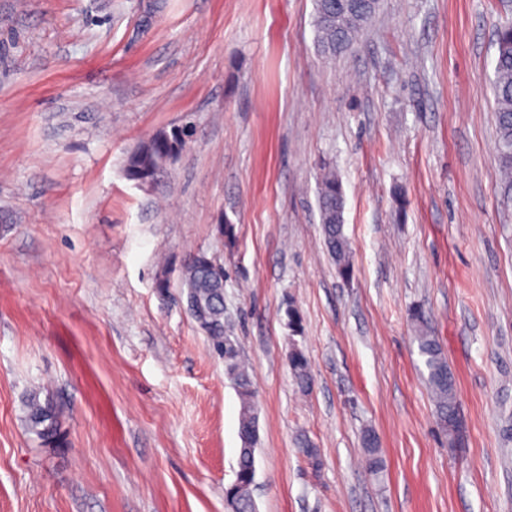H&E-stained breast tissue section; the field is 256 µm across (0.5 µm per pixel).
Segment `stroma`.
Wrapping results in <instances>:
<instances>
[{
    "label": "stroma",
    "instance_id": "1",
    "mask_svg": "<svg viewBox=\"0 0 512 512\" xmlns=\"http://www.w3.org/2000/svg\"><path fill=\"white\" fill-rule=\"evenodd\" d=\"M313 13L0 0V512H229L239 399L179 279L154 287L199 250L224 266V332L257 393L256 512H512V206L490 86L512 0H381L332 59ZM174 126L189 143L158 184L130 180L127 155ZM327 166L347 280L323 245ZM416 309L456 378L453 447ZM34 391L62 409L58 443L27 427ZM288 364L296 384L302 391H307L312 385V374L309 360L302 349L293 346L288 356ZM363 447L366 452V464L368 470L378 475L383 470V461L378 454V441L375 432L372 429H366L362 437Z\"/></svg>",
    "mask_w": 512,
    "mask_h": 512
}]
</instances>
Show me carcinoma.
<instances>
[{
	"mask_svg": "<svg viewBox=\"0 0 512 512\" xmlns=\"http://www.w3.org/2000/svg\"><path fill=\"white\" fill-rule=\"evenodd\" d=\"M380 0H315V46L317 53L332 58L358 44L367 24L376 15ZM493 90L499 163V194L503 201H512V24L501 27L496 37L493 68ZM188 132L181 129L159 131L142 141L126 160L127 175L142 186L153 185L179 155L186 144ZM318 206L324 242L337 273L351 277L353 262L343 225L338 223L344 204L342 184L334 171L323 173L318 184ZM183 287L187 288L188 311L200 331L208 338L213 351L224 359V372L232 382L239 402V438L235 480L224 489V497L232 512H256L252 498L255 483V447L258 441L256 391L251 376L242 364L238 346L224 338V303L219 299L217 282L224 278V267L204 252L185 257L178 270ZM414 342L427 370V381L435 411L438 430L453 443L462 432L458 412L457 385L448 366L440 339L430 334L422 311L412 313ZM288 364L296 384L302 391L312 385L309 360L295 346ZM31 430L44 443L55 441L59 431L60 409L50 402H41L30 394L26 404ZM363 447L368 470L377 475L383 470L378 454V441L373 430L363 432Z\"/></svg>",
	"mask_w": 512,
	"mask_h": 512,
	"instance_id": "obj_1",
	"label": "carcinoma"
}]
</instances>
